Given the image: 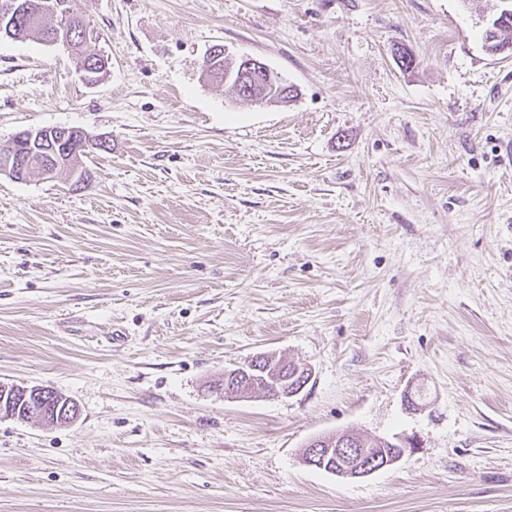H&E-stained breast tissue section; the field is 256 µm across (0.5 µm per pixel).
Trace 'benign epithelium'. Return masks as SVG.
Here are the masks:
<instances>
[{
	"instance_id": "benign-epithelium-1",
	"label": "benign epithelium",
	"mask_w": 512,
	"mask_h": 512,
	"mask_svg": "<svg viewBox=\"0 0 512 512\" xmlns=\"http://www.w3.org/2000/svg\"><path fill=\"white\" fill-rule=\"evenodd\" d=\"M71 7L60 0H0V37L17 39V24L22 17L56 15ZM76 28L61 25L50 30L46 43L67 49L74 43ZM236 85L253 81V97L266 101L272 84V70L264 63L245 57L234 74ZM106 140L93 138L77 128H31L17 133L0 147V174L16 181H25L33 173L26 154H40L38 172L45 179L58 174L59 167H69V175L81 182L88 178L87 170L72 166L75 159L92 149H101ZM312 379V369L305 363L285 361L275 352H266L243 366L224 372V396L245 398L258 391V383L270 386L277 397H292L303 391ZM13 394L28 406V414L46 425L63 426L72 423L79 414L71 401L57 402L60 392L43 386L11 387L0 383V416L14 417L5 405L7 394ZM410 439L365 438L355 432H336L310 440L304 447L301 462L346 479H359L398 463L413 451Z\"/></svg>"
}]
</instances>
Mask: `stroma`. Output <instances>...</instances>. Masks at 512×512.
Segmentation results:
<instances>
[{
    "label": "stroma",
    "mask_w": 512,
    "mask_h": 512,
    "mask_svg": "<svg viewBox=\"0 0 512 512\" xmlns=\"http://www.w3.org/2000/svg\"><path fill=\"white\" fill-rule=\"evenodd\" d=\"M499 7L80 0L111 63L93 87L65 48L0 40V145L110 140L81 184L0 175V383L80 409L0 419V512H512V56L482 39ZM215 45L296 97L207 81ZM265 351L312 381L213 391ZM346 430L415 448L360 479L301 463Z\"/></svg>",
    "instance_id": "1"
}]
</instances>
